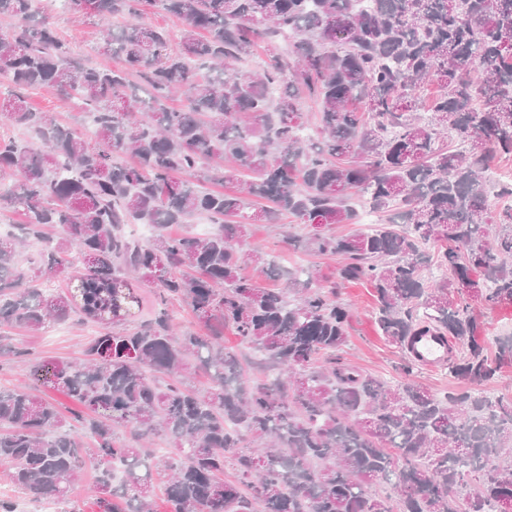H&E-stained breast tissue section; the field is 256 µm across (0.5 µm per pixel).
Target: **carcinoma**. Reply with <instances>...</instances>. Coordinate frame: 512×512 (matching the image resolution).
<instances>
[{
  "label": "carcinoma",
  "instance_id": "cac0c4a2",
  "mask_svg": "<svg viewBox=\"0 0 512 512\" xmlns=\"http://www.w3.org/2000/svg\"><path fill=\"white\" fill-rule=\"evenodd\" d=\"M66 2L77 16L124 17L103 46L124 68L86 66L38 21L36 0H0V16L16 21L0 34L12 87L0 112L36 138L0 140V173L14 181L0 212L24 218L0 241V326L40 332L78 315L100 331L82 362L34 366L79 410L0 389L12 482L63 500L92 468L99 512H155L158 490L166 512H503L512 396L480 386L512 364V336L489 352L475 304H512V181L486 177L493 157L512 161V0ZM152 9L183 20L178 50L143 22ZM278 38L292 63L233 72L257 42ZM43 86L84 106L97 145L28 107L24 92ZM177 94L186 104L173 109ZM304 95L319 105L315 140L299 134ZM127 152L136 164L117 160ZM367 209L390 213L387 223L334 230ZM284 215L312 228L288 245L371 284L388 341L402 349L426 329L448 337L458 389L394 385L346 361L336 288L310 269H281L249 241V225ZM199 217L210 224L203 238L167 232ZM128 224L151 226L152 239L129 237ZM32 240L42 249L29 275L18 245ZM246 263L288 287L242 277ZM61 275L76 289L35 285ZM143 282L156 285L149 318L114 331ZM174 300L206 333L175 332ZM226 327L263 379L250 381L224 347ZM156 436L174 452L142 447Z\"/></svg>",
  "mask_w": 512,
  "mask_h": 512
}]
</instances>
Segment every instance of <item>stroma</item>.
Here are the masks:
<instances>
[{
	"label": "stroma",
	"mask_w": 512,
	"mask_h": 512,
	"mask_svg": "<svg viewBox=\"0 0 512 512\" xmlns=\"http://www.w3.org/2000/svg\"><path fill=\"white\" fill-rule=\"evenodd\" d=\"M39 16L46 19L59 38L89 66L107 68L118 61L102 50L103 33L97 20H80L65 6H51L39 0ZM29 107L36 112H48L67 126L78 129L87 140H94V130L86 124V117L79 103L66 99L56 89L41 88L29 94ZM251 242L275 255L278 264L287 268L304 265L317 272L324 283L336 286L338 298L348 303L352 315L348 343L343 351L345 358L361 371L388 380L400 378L399 366L403 351L381 335L373 315V290L368 282H338L337 262L329 256H317L300 247L284 243L282 229L277 224H255L251 227ZM13 351L0 354V387L36 386L39 395L55 402L61 410L73 409L75 403L65 394L37 385L32 367L43 361H76L90 337L87 325L66 321L51 325L44 331L30 333L21 328H1Z\"/></svg>",
	"instance_id": "stroma-1"
}]
</instances>
